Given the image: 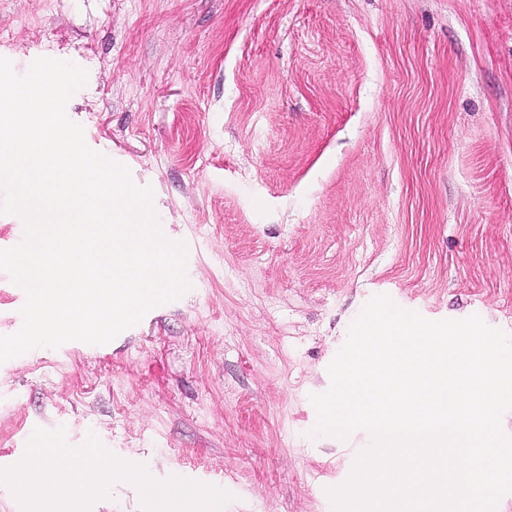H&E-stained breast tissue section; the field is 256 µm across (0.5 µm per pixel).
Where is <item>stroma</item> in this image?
<instances>
[{
    "label": "stroma",
    "instance_id": "1",
    "mask_svg": "<svg viewBox=\"0 0 512 512\" xmlns=\"http://www.w3.org/2000/svg\"><path fill=\"white\" fill-rule=\"evenodd\" d=\"M0 57L84 68L86 144L151 187L190 289L104 345L0 363V469L35 428L330 512L370 444L311 395L379 294L512 335V0H0ZM0 271V335L22 326Z\"/></svg>",
    "mask_w": 512,
    "mask_h": 512
}]
</instances>
